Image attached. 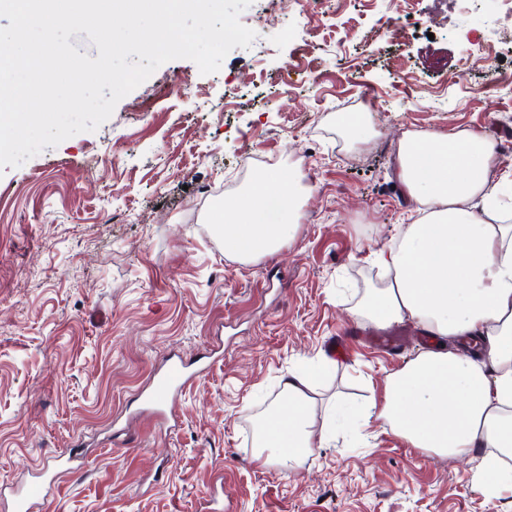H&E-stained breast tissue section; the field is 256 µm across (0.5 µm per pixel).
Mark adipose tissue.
Wrapping results in <instances>:
<instances>
[{
	"label": "adipose tissue",
	"mask_w": 512,
	"mask_h": 512,
	"mask_svg": "<svg viewBox=\"0 0 512 512\" xmlns=\"http://www.w3.org/2000/svg\"><path fill=\"white\" fill-rule=\"evenodd\" d=\"M492 145L467 130L403 138L397 175L414 202L429 205L399 246L381 251L387 279L368 289L356 315L383 326L412 319L447 345L418 354L385 380L384 402H368L346 425L384 418L414 447L478 457L490 492L512 489V209L489 176ZM302 192L278 171L262 173L247 199L224 206V248L240 258L275 251L288 225L269 220L276 199L291 210ZM286 411L260 430L257 458L301 468L312 449L336 441L315 426L308 376L283 383Z\"/></svg>",
	"instance_id": "adipose-tissue-1"
}]
</instances>
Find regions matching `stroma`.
I'll list each match as a JSON object with an SVG mask.
<instances>
[{
  "label": "stroma",
  "mask_w": 512,
  "mask_h": 512,
  "mask_svg": "<svg viewBox=\"0 0 512 512\" xmlns=\"http://www.w3.org/2000/svg\"><path fill=\"white\" fill-rule=\"evenodd\" d=\"M495 0H252L256 38L216 73L177 59L95 131L0 171V497L55 456L45 512H512L476 460L425 453L372 418L287 470L257 460L256 426L289 372L372 329L353 307L416 205L395 175L413 130L492 142L512 179V42ZM358 113L365 135L346 137ZM300 176L279 250L224 251L213 213L262 171ZM349 341L314 380L321 404L381 398L425 352ZM210 353L168 420L143 393L169 358Z\"/></svg>",
  "instance_id": "1"
}]
</instances>
